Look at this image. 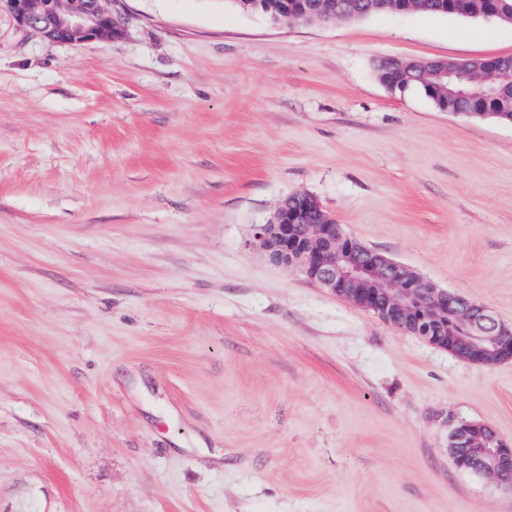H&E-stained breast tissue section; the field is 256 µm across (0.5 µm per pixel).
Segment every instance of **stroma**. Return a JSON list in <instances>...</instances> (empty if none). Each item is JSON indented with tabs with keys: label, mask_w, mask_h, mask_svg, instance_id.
I'll return each mask as SVG.
<instances>
[{
	"label": "stroma",
	"mask_w": 512,
	"mask_h": 512,
	"mask_svg": "<svg viewBox=\"0 0 512 512\" xmlns=\"http://www.w3.org/2000/svg\"><path fill=\"white\" fill-rule=\"evenodd\" d=\"M49 45L0 10V512H512L458 469L512 441V360L399 332L252 239L307 193L512 325V124L381 62L512 55V24L275 22L110 0ZM391 85L395 87V90L402 92H418L425 97H427L435 106V102L429 98V94L427 93V87L425 85L424 79L416 74H411L406 77L400 74L390 75ZM480 433L488 437L476 448L474 435ZM450 448L460 469L479 472L500 486L512 489V443L488 426L460 423L452 433Z\"/></svg>",
	"instance_id": "stroma-1"
}]
</instances>
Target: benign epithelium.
Here are the masks:
<instances>
[{
	"label": "benign epithelium",
	"instance_id": "7a95c632",
	"mask_svg": "<svg viewBox=\"0 0 512 512\" xmlns=\"http://www.w3.org/2000/svg\"><path fill=\"white\" fill-rule=\"evenodd\" d=\"M0 1L20 29L50 44L77 45L123 32L105 0ZM235 2L245 11L261 9L287 21L334 22L344 14L370 11L375 0ZM475 9L496 18L512 12V0H478ZM390 66L425 70L443 112L456 111L462 99L470 101L472 116L512 112V61L490 58L462 67L447 60L409 64L395 59ZM254 241L274 262L297 268L310 282L393 328L469 362L491 366L512 360V327L498 322L486 306L439 288L407 265L347 237L312 196L285 198L268 222L254 226ZM450 448L460 469L512 489V443L488 426L457 425Z\"/></svg>",
	"mask_w": 512,
	"mask_h": 512
}]
</instances>
